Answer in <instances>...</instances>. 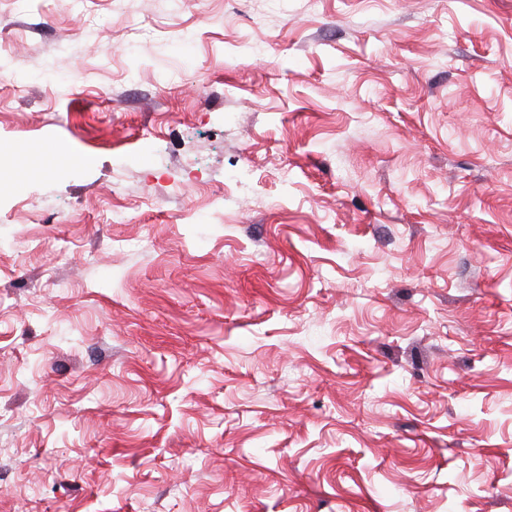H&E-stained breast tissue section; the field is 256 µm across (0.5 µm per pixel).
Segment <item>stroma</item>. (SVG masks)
I'll list each match as a JSON object with an SVG mask.
<instances>
[{"label":"stroma","mask_w":512,"mask_h":512,"mask_svg":"<svg viewBox=\"0 0 512 512\" xmlns=\"http://www.w3.org/2000/svg\"><path fill=\"white\" fill-rule=\"evenodd\" d=\"M0 512H512V0H0Z\"/></svg>","instance_id":"35a3bbf8"}]
</instances>
